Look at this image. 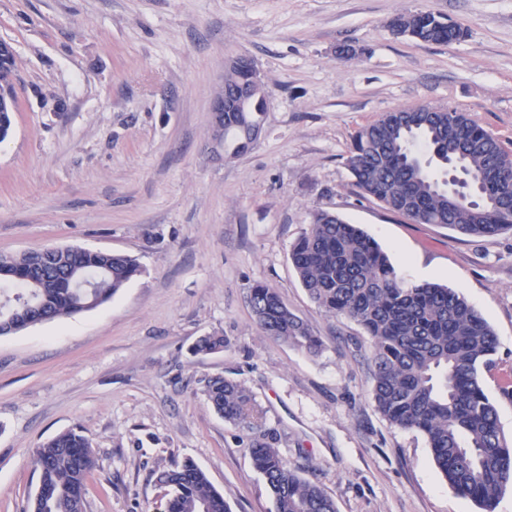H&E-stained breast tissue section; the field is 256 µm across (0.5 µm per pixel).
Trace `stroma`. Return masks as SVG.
I'll return each instance as SVG.
<instances>
[{"label": "stroma", "mask_w": 512, "mask_h": 512, "mask_svg": "<svg viewBox=\"0 0 512 512\" xmlns=\"http://www.w3.org/2000/svg\"><path fill=\"white\" fill-rule=\"evenodd\" d=\"M427 10L465 38L394 35ZM18 109L0 142V254L49 246L131 255L111 301L0 335V512H30L41 444L75 429L99 466L86 512H163L157 477L192 460L230 512H275L248 448L266 434L337 512H480L425 437L376 410L369 340L301 286L289 250L318 211L374 238L412 283L463 295L497 338L483 385L512 437V233L414 224L353 186L362 126L416 105L468 112L512 151V0H0ZM251 58L268 90L248 152L212 147L224 66ZM275 288L318 336L311 354L267 336L248 301ZM224 351L191 354L204 335ZM221 376L254 395L261 428L207 401Z\"/></svg>", "instance_id": "1"}]
</instances>
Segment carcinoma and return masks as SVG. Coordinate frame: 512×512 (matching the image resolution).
Returning <instances> with one entry per match:
<instances>
[{"instance_id": "cac0c4a2", "label": "carcinoma", "mask_w": 512, "mask_h": 512, "mask_svg": "<svg viewBox=\"0 0 512 512\" xmlns=\"http://www.w3.org/2000/svg\"><path fill=\"white\" fill-rule=\"evenodd\" d=\"M412 34L431 44L467 36L460 26L422 10L416 12ZM251 70L250 63L228 65L227 84H249ZM16 79L15 55L0 56V88L13 98ZM266 107V96L253 95L238 123H262ZM16 111L15 101L0 106V141L8 137ZM448 160L479 190L481 200L464 192L451 199L443 182ZM345 166L356 188L421 224L476 237L512 231V193H499L512 160L466 112L441 105L432 112H384L355 133ZM45 253L50 264L42 268L30 253L0 263L7 278L0 280V320L21 316L31 291L29 273L45 280L38 289L44 321L96 309L141 273L138 260L126 254L78 247ZM289 259L303 288L325 313L349 317L368 336L371 395L378 412L396 427L423 434L455 492L481 512H495L499 497L512 488V439L502 432L496 404L482 384V369L492 366L497 346L489 323L457 292L405 281L372 237L323 211L314 214L292 245ZM82 279L91 287L69 285ZM249 304L267 335L310 353L320 350L319 338L276 289L252 285ZM224 343V337L209 334L191 351L215 353L224 350ZM203 393L224 418L260 427L254 396L245 386L215 377L206 381ZM249 453L271 491L275 512H336L331 497L288 466L270 442L254 440ZM34 457L39 480L32 512H85V482L98 466L87 438L63 432L37 448ZM158 481L170 488L165 512H230L224 495L190 460L162 472Z\"/></svg>"}]
</instances>
